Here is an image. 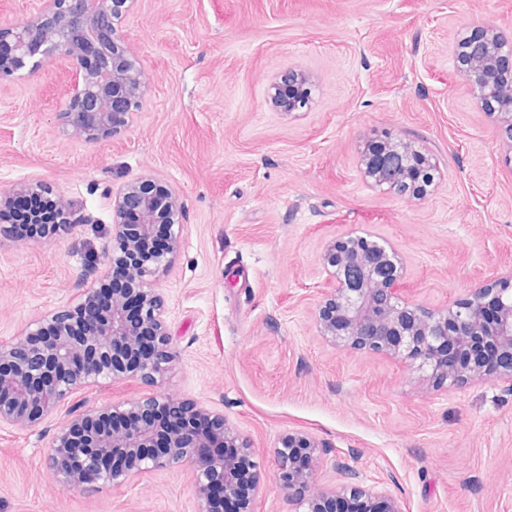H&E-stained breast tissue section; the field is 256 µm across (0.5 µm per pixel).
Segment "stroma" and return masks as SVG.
Here are the masks:
<instances>
[{
	"label": "stroma",
	"instance_id": "stroma-1",
	"mask_svg": "<svg viewBox=\"0 0 512 512\" xmlns=\"http://www.w3.org/2000/svg\"><path fill=\"white\" fill-rule=\"evenodd\" d=\"M123 27L148 87L108 142L71 138L55 60L0 82V192L39 182L85 218L40 242L0 238V343L100 281L105 193L151 174L184 207L159 282L176 367L159 387L108 382L35 426L0 425V512H196L187 462L69 492L46 467L70 405L155 393L223 413L250 440L256 512H295L272 464L291 430L325 446L317 488L383 487L404 512H512V395L423 385L316 327L321 255L351 232L393 244L403 295L429 308L512 270V152L456 59L460 33L512 37V0H135ZM291 69L313 103L288 113L268 90ZM386 137L437 159L426 196L365 179L364 146Z\"/></svg>",
	"mask_w": 512,
	"mask_h": 512
}]
</instances>
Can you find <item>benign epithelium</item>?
<instances>
[{
  "mask_svg": "<svg viewBox=\"0 0 512 512\" xmlns=\"http://www.w3.org/2000/svg\"><path fill=\"white\" fill-rule=\"evenodd\" d=\"M37 11L0 27V81L37 54L54 56L71 71L60 112L70 134L86 143L112 139L142 103L147 71L128 42L122 21L134 0H39ZM512 39L490 29L461 36L457 61L473 95L493 109L503 144L512 151ZM281 112L311 106L308 76L290 70L269 88ZM370 184L398 196L421 197L436 162L414 142L389 139L374 158L365 152ZM38 182L0 193V206L44 195ZM183 210L176 193L150 177L112 195V235L102 253L109 270H126L125 287L83 290L70 305L33 320L15 339L0 343V424L31 426L80 390L137 377L159 384L176 354L158 282L180 248ZM326 288L318 327L343 348L400 359L434 386L493 382L512 392V271L471 289L467 298L438 309L399 294L403 262L388 242L352 233L322 256ZM357 266V278L347 269ZM481 340L493 351L483 364L466 358ZM237 449V454L224 452ZM323 454L307 433L292 430L274 451L279 486L295 512H403L386 490L349 485L323 491L314 476ZM253 458L250 441L224 415L160 394L101 407L77 406L56 433L47 468L64 491L99 484L124 486L139 474L184 461L192 467L197 512H255L260 484L240 459Z\"/></svg>",
  "mask_w": 512,
  "mask_h": 512,
  "instance_id": "1",
  "label": "benign epithelium"
}]
</instances>
